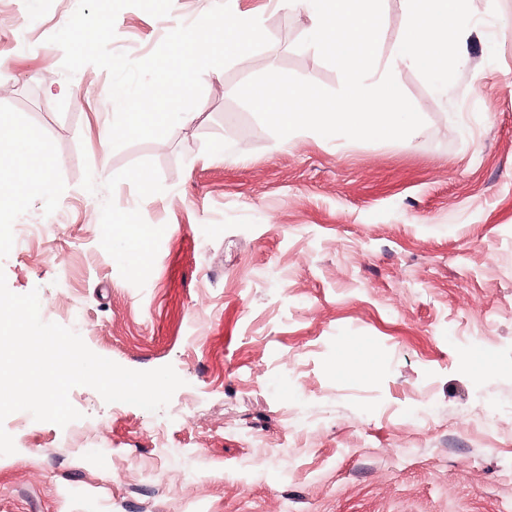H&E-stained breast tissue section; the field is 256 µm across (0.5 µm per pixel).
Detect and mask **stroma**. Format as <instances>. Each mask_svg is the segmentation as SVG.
Here are the masks:
<instances>
[{"instance_id":"35a3bbf8","label":"stroma","mask_w":512,"mask_h":512,"mask_svg":"<svg viewBox=\"0 0 512 512\" xmlns=\"http://www.w3.org/2000/svg\"><path fill=\"white\" fill-rule=\"evenodd\" d=\"M217 0L128 7L111 48L149 56ZM480 25L403 141L281 142L236 96L269 69L339 89L272 0L273 46L202 76L198 114L112 148L114 112L49 43L77 0H0V115L54 163L0 185V270L40 316L133 370L173 366L160 411L69 393L60 427L8 416L0 512H512V0ZM134 216L156 229L119 238ZM39 235L17 251L18 225Z\"/></svg>"}]
</instances>
